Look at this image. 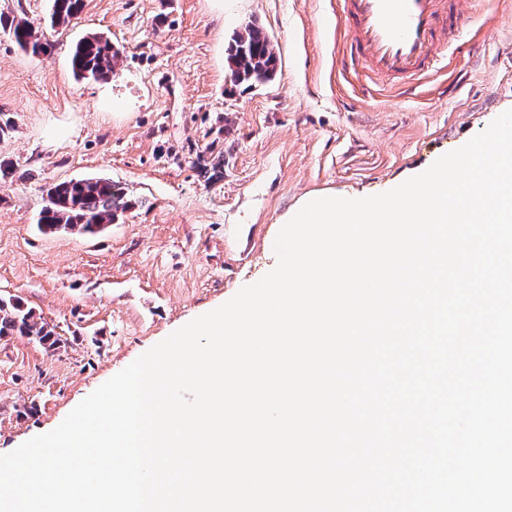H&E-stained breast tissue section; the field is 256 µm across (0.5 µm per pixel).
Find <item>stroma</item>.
Here are the masks:
<instances>
[{"label":"stroma","mask_w":512,"mask_h":512,"mask_svg":"<svg viewBox=\"0 0 512 512\" xmlns=\"http://www.w3.org/2000/svg\"><path fill=\"white\" fill-rule=\"evenodd\" d=\"M497 39H455L446 70L407 98L336 58L339 0H86L46 55L0 31V295L59 342L0 338V455L56 428L104 382L278 262L282 220L313 194L391 190L512 109V0L482 5ZM280 63L252 87L226 49L247 24ZM102 32L109 78L76 79L70 50ZM102 176L134 205L94 235L45 233L49 185Z\"/></svg>","instance_id":"1"}]
</instances>
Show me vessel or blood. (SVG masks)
<instances>
[{
  "instance_id": "b4317fda",
  "label": "vessel or blood",
  "mask_w": 512,
  "mask_h": 512,
  "mask_svg": "<svg viewBox=\"0 0 512 512\" xmlns=\"http://www.w3.org/2000/svg\"><path fill=\"white\" fill-rule=\"evenodd\" d=\"M478 0H340L347 34L341 65L362 69L372 83L385 85L439 68L441 47L479 30Z\"/></svg>"
}]
</instances>
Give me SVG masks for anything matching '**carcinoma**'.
<instances>
[{
  "label": "carcinoma",
  "mask_w": 512,
  "mask_h": 512,
  "mask_svg": "<svg viewBox=\"0 0 512 512\" xmlns=\"http://www.w3.org/2000/svg\"><path fill=\"white\" fill-rule=\"evenodd\" d=\"M84 0H52L50 27L67 26L82 13ZM0 27L32 57L48 53L51 43L44 32L24 18L0 16ZM120 50L100 33H88L79 39L70 54V67L77 78L105 80ZM278 57L268 34L248 24L244 32L234 34L227 49V65L233 81L253 86L269 82L275 76ZM131 208L117 184L99 177L64 181L47 189L46 204L39 219L40 229L53 233L69 230L95 234L107 224L118 221ZM19 334L54 346L59 342L54 329L14 297L0 296V338Z\"/></svg>",
  "instance_id": "1"
}]
</instances>
